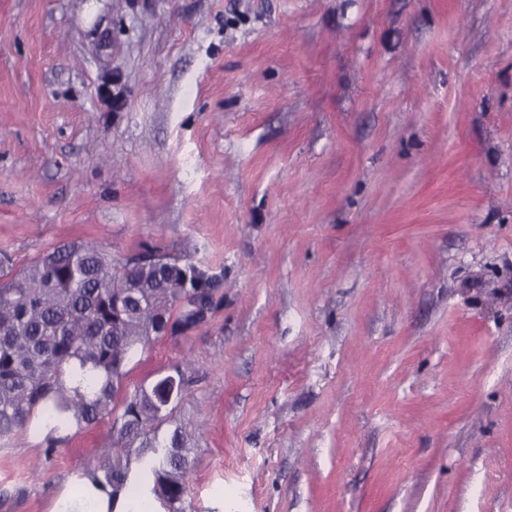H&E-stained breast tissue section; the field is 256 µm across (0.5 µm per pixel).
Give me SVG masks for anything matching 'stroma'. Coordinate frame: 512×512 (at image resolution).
I'll list each match as a JSON object with an SVG mask.
<instances>
[{
    "instance_id": "obj_1",
    "label": "stroma",
    "mask_w": 512,
    "mask_h": 512,
    "mask_svg": "<svg viewBox=\"0 0 512 512\" xmlns=\"http://www.w3.org/2000/svg\"><path fill=\"white\" fill-rule=\"evenodd\" d=\"M192 262L175 512H512V0H0V265ZM0 443V512L111 463Z\"/></svg>"
}]
</instances>
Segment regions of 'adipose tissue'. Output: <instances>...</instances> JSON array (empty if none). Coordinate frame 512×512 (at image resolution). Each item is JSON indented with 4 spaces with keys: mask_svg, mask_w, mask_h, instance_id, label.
I'll use <instances>...</instances> for the list:
<instances>
[{
    "mask_svg": "<svg viewBox=\"0 0 512 512\" xmlns=\"http://www.w3.org/2000/svg\"><path fill=\"white\" fill-rule=\"evenodd\" d=\"M131 474L138 480L139 493L114 489L97 473L82 471L70 476L57 490L48 512H167L155 491L152 474L132 462Z\"/></svg>",
    "mask_w": 512,
    "mask_h": 512,
    "instance_id": "adipose-tissue-1",
    "label": "adipose tissue"
}]
</instances>
